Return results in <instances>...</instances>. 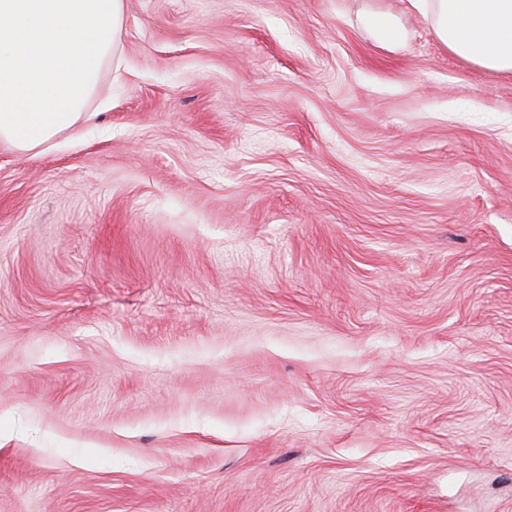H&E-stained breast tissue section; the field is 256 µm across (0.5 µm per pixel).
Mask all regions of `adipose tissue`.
I'll return each mask as SVG.
<instances>
[{
	"instance_id": "adipose-tissue-1",
	"label": "adipose tissue",
	"mask_w": 512,
	"mask_h": 512,
	"mask_svg": "<svg viewBox=\"0 0 512 512\" xmlns=\"http://www.w3.org/2000/svg\"><path fill=\"white\" fill-rule=\"evenodd\" d=\"M455 55L512 73V0H417ZM123 0H0V144L32 152L78 133L119 44Z\"/></svg>"
}]
</instances>
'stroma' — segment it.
<instances>
[{
  "label": "stroma",
  "mask_w": 512,
  "mask_h": 512,
  "mask_svg": "<svg viewBox=\"0 0 512 512\" xmlns=\"http://www.w3.org/2000/svg\"><path fill=\"white\" fill-rule=\"evenodd\" d=\"M123 2L85 134L0 144V512H512V75Z\"/></svg>",
  "instance_id": "obj_1"
}]
</instances>
